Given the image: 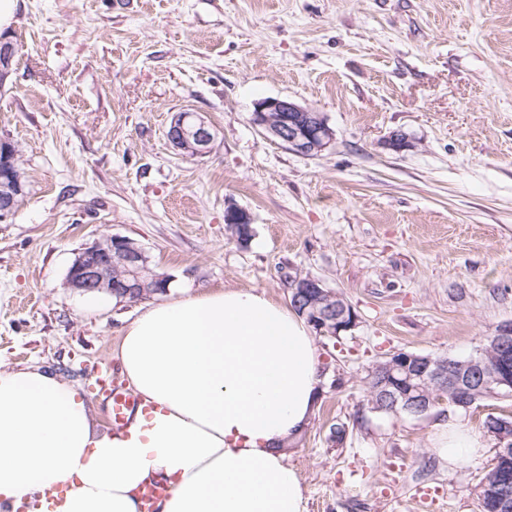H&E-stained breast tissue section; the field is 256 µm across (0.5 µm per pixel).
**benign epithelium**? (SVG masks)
Instances as JSON below:
<instances>
[{
	"label": "benign epithelium",
	"mask_w": 512,
	"mask_h": 512,
	"mask_svg": "<svg viewBox=\"0 0 512 512\" xmlns=\"http://www.w3.org/2000/svg\"><path fill=\"white\" fill-rule=\"evenodd\" d=\"M16 44L0 36V81L11 73ZM252 123L267 135L285 144L295 153L312 156L328 149L335 140L334 130L323 116L309 107L288 98H265L255 103ZM216 133L199 112L176 113L167 131L172 147L189 157L209 153ZM23 191V174L17 165V150L9 141H0V222L15 215V197ZM228 230L238 224H249L245 210L231 206L224 214ZM123 265L125 296L135 297L148 288H168L171 279L156 275L145 251L132 239L108 236L95 239L80 248L68 269L64 287L80 293L112 292L114 260ZM294 298L303 300L310 310L308 323L321 336L336 337L356 326L357 315L343 298L325 288L323 283L308 275L288 276ZM512 351V324L499 325L485 338L479 356L465 359L435 358L411 352H396L376 367L379 374L377 391L380 399H372L377 412L415 416L426 414L444 392H453L452 404L465 409L479 399L512 396V376L494 368L502 355ZM499 447L494 469L487 473L479 488L484 490L503 482L512 461V434L503 430L497 434Z\"/></svg>",
	"instance_id": "benign-epithelium-1"
}]
</instances>
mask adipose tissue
Segmentation results:
<instances>
[{
	"instance_id": "adipose-tissue-1",
	"label": "adipose tissue",
	"mask_w": 512,
	"mask_h": 512,
	"mask_svg": "<svg viewBox=\"0 0 512 512\" xmlns=\"http://www.w3.org/2000/svg\"><path fill=\"white\" fill-rule=\"evenodd\" d=\"M119 358L151 411L110 435L56 375L0 371V512H140L134 491L149 480L168 486L154 512H305L283 448L322 382L306 321L252 289L188 292L131 321ZM485 448L455 421L434 439L451 466Z\"/></svg>"
}]
</instances>
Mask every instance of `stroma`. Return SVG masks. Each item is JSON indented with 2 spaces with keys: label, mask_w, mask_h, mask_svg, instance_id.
<instances>
[{
  "label": "stroma",
  "mask_w": 512,
  "mask_h": 512,
  "mask_svg": "<svg viewBox=\"0 0 512 512\" xmlns=\"http://www.w3.org/2000/svg\"><path fill=\"white\" fill-rule=\"evenodd\" d=\"M8 34L0 139L28 188L0 222V368L79 386L111 431L93 371L120 378L121 329L149 301L95 307L63 286L105 235L198 291L286 305L302 273L358 316L317 337L323 392L286 448L307 512H481L498 448L484 422L512 398L394 415L372 410L369 378L396 351L469 357L512 321V0H18ZM268 97L320 112L334 143L302 156L266 135L251 113ZM183 111L216 131L203 157L168 143ZM397 132L408 148L390 147ZM451 419L484 434L482 457L434 454ZM224 221L227 225L228 231L231 234V231L234 230L233 238L236 240V226L235 224H242L244 226V232H240L238 243L241 246H247L248 243L251 241L254 233L253 224L251 223V218L245 210L231 206L227 209V211L224 214ZM250 226V227H249ZM252 230V232H251Z\"/></svg>",
  "instance_id": "stroma-1"
}]
</instances>
